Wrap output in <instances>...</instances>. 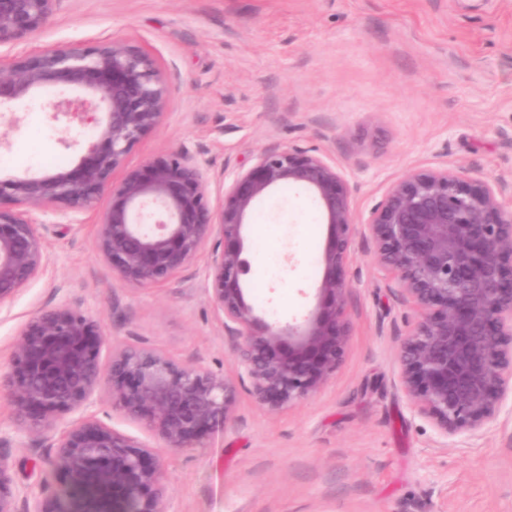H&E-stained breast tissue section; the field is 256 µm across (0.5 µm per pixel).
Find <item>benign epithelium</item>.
<instances>
[{
  "instance_id": "1",
  "label": "benign epithelium",
  "mask_w": 512,
  "mask_h": 512,
  "mask_svg": "<svg viewBox=\"0 0 512 512\" xmlns=\"http://www.w3.org/2000/svg\"><path fill=\"white\" fill-rule=\"evenodd\" d=\"M56 3L0 0V44L37 35ZM48 88L60 94L54 111L93 123L96 138L72 168L0 179V307L51 262L42 216L94 210L99 252L121 280L139 287L168 281L213 243L203 291L223 315L238 379L249 381L270 413L324 385L347 345L344 271L357 233L350 183L336 162L315 150L263 149L249 167L222 176L214 204L206 169L182 148L117 180L126 155L165 115L168 89L151 55L114 40L0 56V106ZM285 186L306 192L327 225L316 303L292 324L258 314L246 292V228ZM104 197L106 206L97 208ZM365 228L381 270L418 316L399 348L412 408L447 440L483 435L512 397V199L500 181L474 178L462 166L411 169L389 185ZM103 388L113 408L170 452L225 426L236 398L235 382L223 375L145 346L111 344L78 309H40L0 372V396L10 400L16 430L27 439L55 431L65 413L79 417L47 455L63 476L53 492L34 495L17 485L0 452V512H168L160 450L89 413Z\"/></svg>"
}]
</instances>
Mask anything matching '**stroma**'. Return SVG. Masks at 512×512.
I'll list each match as a JSON object with an SVG mask.
<instances>
[{
	"instance_id": "stroma-1",
	"label": "stroma",
	"mask_w": 512,
	"mask_h": 512,
	"mask_svg": "<svg viewBox=\"0 0 512 512\" xmlns=\"http://www.w3.org/2000/svg\"><path fill=\"white\" fill-rule=\"evenodd\" d=\"M126 40L156 59L170 94L134 169L170 147L201 161L218 193L225 163L268 148L327 154L353 189L358 222L411 168L466 167L512 196V0H58L12 58L50 44ZM52 91L0 107V177L71 168L92 126L53 116ZM249 224L247 290L284 322L315 304L327 227L284 187ZM92 214L47 234L55 262L0 307V368L37 310L80 309L119 344L235 378L223 318L203 291L209 250L166 283L119 280L95 248ZM350 336L328 382L270 414L238 387L232 419L168 455L169 512H512V402L482 437L445 442L411 407L398 350L414 322L364 236L345 269ZM41 452L12 444L13 477L58 489Z\"/></svg>"
}]
</instances>
